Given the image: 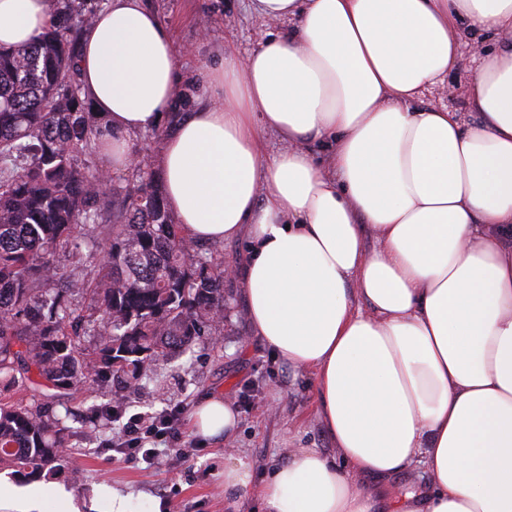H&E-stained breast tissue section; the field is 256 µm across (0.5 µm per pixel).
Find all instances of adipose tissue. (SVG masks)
<instances>
[{
    "label": "adipose tissue",
    "mask_w": 512,
    "mask_h": 512,
    "mask_svg": "<svg viewBox=\"0 0 512 512\" xmlns=\"http://www.w3.org/2000/svg\"><path fill=\"white\" fill-rule=\"evenodd\" d=\"M280 23L248 56L205 65L213 98L163 136L166 201L194 242L243 239L231 267L251 336L315 376L333 448H287L264 478L224 451V512H377L365 477L422 469L391 512H512V0H250ZM46 0H0V46L32 43ZM475 43L472 124L419 105ZM79 81L109 169L159 128L178 47L147 0H109L82 36ZM283 143L267 153L265 133ZM327 146V164L308 149ZM376 247L367 249L366 236ZM240 414L203 396L195 436ZM81 512L63 486L0 481V512Z\"/></svg>",
    "instance_id": "ef3b65f1"
}]
</instances>
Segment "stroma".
Segmentation results:
<instances>
[{
    "mask_svg": "<svg viewBox=\"0 0 512 512\" xmlns=\"http://www.w3.org/2000/svg\"><path fill=\"white\" fill-rule=\"evenodd\" d=\"M180 49L181 81L176 112H188L207 100L209 91L199 75L211 49L227 45L240 54L252 50L271 25L250 14L247 0H149ZM474 61L469 46H462L457 67L443 84L428 90L422 104L444 106L473 122L468 84ZM219 394L238 408L240 422L232 439L255 463L256 476H264L286 448L330 450L331 441L315 417L313 372L288 370L271 348L251 336L240 283L224 281V334L218 347L200 343L191 353L163 372L161 387L132 396L119 420L102 431L72 436L68 461L83 474L73 483L68 469L57 479L78 501L91 497L96 487L109 485L129 494L132 501L166 502V512H224L223 442L201 444L190 431L189 413L207 394ZM175 414L177 434L188 447L187 458L176 457L171 439L155 441L153 465L131 462L113 448L131 415L153 420Z\"/></svg>",
    "mask_w": 512,
    "mask_h": 512,
    "instance_id": "stroma-1",
    "label": "stroma"
}]
</instances>
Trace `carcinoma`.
Returning a JSON list of instances; mask_svg holds the SVG:
<instances>
[{"label": "carcinoma", "mask_w": 512, "mask_h": 512, "mask_svg": "<svg viewBox=\"0 0 512 512\" xmlns=\"http://www.w3.org/2000/svg\"><path fill=\"white\" fill-rule=\"evenodd\" d=\"M52 26L0 48V379L110 393V421L130 396L202 337L224 332V262L188 242L142 155L118 203L97 168L99 126L75 66L93 20L87 0H47ZM90 226L102 237L81 238ZM71 246L79 272L54 262ZM0 399V466L28 481L66 459L70 427L36 401Z\"/></svg>", "instance_id": "1"}]
</instances>
